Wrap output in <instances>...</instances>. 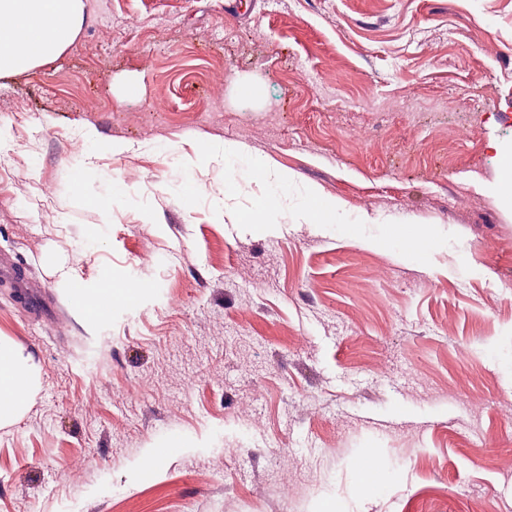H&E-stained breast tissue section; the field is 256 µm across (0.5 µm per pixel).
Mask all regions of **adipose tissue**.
Wrapping results in <instances>:
<instances>
[{
	"mask_svg": "<svg viewBox=\"0 0 512 512\" xmlns=\"http://www.w3.org/2000/svg\"><path fill=\"white\" fill-rule=\"evenodd\" d=\"M83 23L82 0H0V78L15 76L57 59L70 47ZM254 178L278 189L275 200L259 196L250 222L264 227L268 203L284 208L294 176L269 161L255 163ZM299 206L315 224L335 223L343 202L316 185L307 186ZM37 384V370L10 339L0 336V425L17 421L24 413Z\"/></svg>",
	"mask_w": 512,
	"mask_h": 512,
	"instance_id": "ef3b65f1",
	"label": "adipose tissue"
}]
</instances>
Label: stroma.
<instances>
[{
    "label": "stroma",
    "instance_id": "35a3bbf8",
    "mask_svg": "<svg viewBox=\"0 0 512 512\" xmlns=\"http://www.w3.org/2000/svg\"><path fill=\"white\" fill-rule=\"evenodd\" d=\"M83 3L70 48L0 79V336L39 376L0 512H512V0ZM265 158L295 180L262 232ZM309 184L438 246L310 223ZM126 280L88 321L78 294ZM499 172L494 183L493 192L499 201L512 209V153L508 151H498ZM510 160L507 168L503 167V161ZM392 234L403 241L405 252L413 258H424L436 246L433 232L426 225H414L406 228L404 225L395 224Z\"/></svg>",
    "mask_w": 512,
    "mask_h": 512
}]
</instances>
